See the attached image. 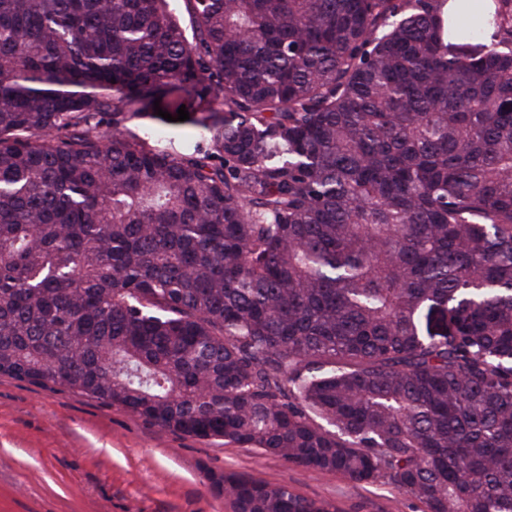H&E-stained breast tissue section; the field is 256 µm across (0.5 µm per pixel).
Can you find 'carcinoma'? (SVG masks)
<instances>
[{"mask_svg": "<svg viewBox=\"0 0 512 512\" xmlns=\"http://www.w3.org/2000/svg\"><path fill=\"white\" fill-rule=\"evenodd\" d=\"M185 2L0 0V374L512 512V0Z\"/></svg>", "mask_w": 512, "mask_h": 512, "instance_id": "1", "label": "carcinoma"}]
</instances>
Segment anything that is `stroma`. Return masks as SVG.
I'll return each mask as SVG.
<instances>
[{"label": "stroma", "instance_id": "1", "mask_svg": "<svg viewBox=\"0 0 512 512\" xmlns=\"http://www.w3.org/2000/svg\"><path fill=\"white\" fill-rule=\"evenodd\" d=\"M227 471L341 512H416L414 500L389 487L164 433L86 395L0 376V512H231L215 483Z\"/></svg>", "mask_w": 512, "mask_h": 512}]
</instances>
